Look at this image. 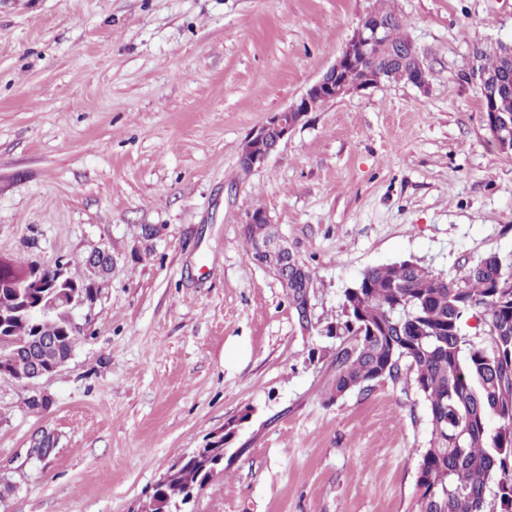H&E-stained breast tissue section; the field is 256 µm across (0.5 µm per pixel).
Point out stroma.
<instances>
[{
  "label": "stroma",
  "instance_id": "35a3bbf8",
  "mask_svg": "<svg viewBox=\"0 0 512 512\" xmlns=\"http://www.w3.org/2000/svg\"><path fill=\"white\" fill-rule=\"evenodd\" d=\"M377 5L0 0V259L80 280L92 252L112 255L67 364L0 377V480L16 487L0 512H131L235 419L223 472L186 512H418L425 402L403 379L329 398L320 331L368 268L412 258L456 279L512 254V155L467 78L480 49L512 43V0H393L427 89L326 102L240 167L248 133ZM257 207L313 273V330L251 256ZM230 343L248 352L234 365ZM37 392L49 408L26 407Z\"/></svg>",
  "mask_w": 512,
  "mask_h": 512
}]
</instances>
